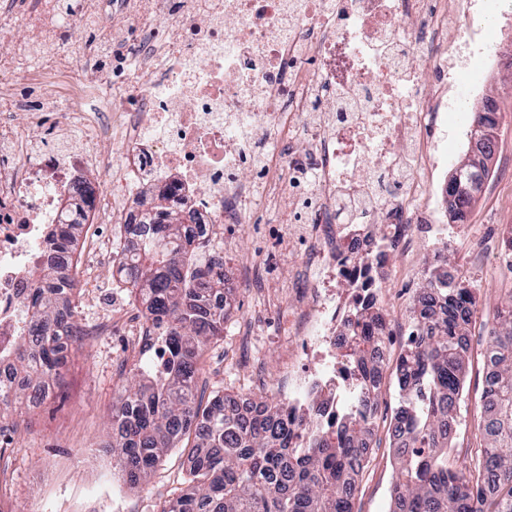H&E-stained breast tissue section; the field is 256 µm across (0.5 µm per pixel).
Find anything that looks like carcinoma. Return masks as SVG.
Instances as JSON below:
<instances>
[{
	"instance_id": "1",
	"label": "carcinoma",
	"mask_w": 512,
	"mask_h": 512,
	"mask_svg": "<svg viewBox=\"0 0 512 512\" xmlns=\"http://www.w3.org/2000/svg\"><path fill=\"white\" fill-rule=\"evenodd\" d=\"M82 189L65 201L70 223L55 227L58 251L73 250L76 230L85 223ZM153 227L139 252L118 267L120 281L145 308L164 360L139 359L136 380L112 407L119 440L112 452L125 481L144 483L166 453L177 447L192 421L206 423L189 453V491L165 502L161 512H353L358 477L367 462L363 433L376 418L364 416L359 430L336 427L330 436L311 432L292 443L298 425L288 411L271 404L245 420L230 408L231 396L198 398L200 361L207 343L224 335L228 299L224 274L202 259L205 228L186 224L157 196L144 215ZM41 284L28 319L29 339L0 351L21 384H0V434L16 431V408L26 387L59 372L64 344L56 332L58 305L75 289L62 284L52 268L36 269ZM438 289L446 311L439 323L419 319L426 343L404 349L397 361L399 405L394 418L404 429L394 448L402 480L391 489V512H512V303L500 310L489 331L487 350L493 372L480 411L479 429L487 442L476 449L473 469L448 466V429L464 390L465 341L475 305V287L463 280L442 281L428 274L425 289Z\"/></svg>"
}]
</instances>
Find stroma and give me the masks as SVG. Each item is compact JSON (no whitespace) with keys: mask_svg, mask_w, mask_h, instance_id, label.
Listing matches in <instances>:
<instances>
[{"mask_svg":"<svg viewBox=\"0 0 512 512\" xmlns=\"http://www.w3.org/2000/svg\"><path fill=\"white\" fill-rule=\"evenodd\" d=\"M497 52L503 64L486 75L477 96L467 98L468 110L480 109L483 100L493 99L500 113L499 146L490 163V175L466 212L469 229L465 237L452 238L443 252V261L458 278L478 287V303L469 327L471 346L466 362V385L460 401L458 432L448 450V463L457 470L474 464L473 448L483 441L477 430L483 394L475 356L485 348L494 318L484 301L496 307L512 302V254L474 253L473 241L502 233L512 225V29L496 36ZM431 261L420 255L415 270L390 279L389 297L391 346H403L401 316L421 292ZM115 268L90 267L84 276L97 293L95 303L83 298L74 301V313L84 326L95 325L102 311L121 308L138 316L126 288L117 284ZM232 309L224 323L223 337L205 347L204 366L199 377V393L211 397L214 392L238 396L244 393L270 402L274 396L268 387L244 379L228 348L247 316L261 315L258 341L253 358L263 359L270 368L279 364L281 334L286 307H270L266 297L253 292L251 284H230ZM123 327H114L108 335L90 346L71 351L63 369V384L48 405L22 411L16 419L19 428L9 446L10 477L0 505L7 512H161L164 501L178 495L188 457L180 450L167 453L145 485H125L113 468L111 414L112 405L132 380ZM379 412L374 437V459L368 460L358 482L354 512H389L390 491L400 479L394 453L386 437V425L398 406L394 374H387L379 395Z\"/></svg>","mask_w":512,"mask_h":512,"instance_id":"stroma-1","label":"stroma"}]
</instances>
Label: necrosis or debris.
I'll return each instance as SVG.
<instances>
[{"mask_svg": "<svg viewBox=\"0 0 512 512\" xmlns=\"http://www.w3.org/2000/svg\"><path fill=\"white\" fill-rule=\"evenodd\" d=\"M69 1L97 49L65 27ZM102 3L0 0V338L21 334L34 268L58 263L45 234L89 170L112 185L90 191L86 220L120 224L127 254L145 233L127 223L149 188L207 224L219 261L225 225L285 204L288 245L319 276L287 288L274 388L303 428L372 412L354 393L350 346L361 328L387 324L383 286L410 257L416 225L434 272L447 273L430 182L448 164L447 115L480 78L437 87L426 74L476 54L495 61L474 25L477 0H124L138 47L114 78L99 67L113 39ZM461 20L471 30L451 44L448 24ZM113 137L118 158L103 150Z\"/></svg>", "mask_w": 512, "mask_h": 512, "instance_id": "necrosis-or-debris-1", "label": "necrosis or debris"}]
</instances>
